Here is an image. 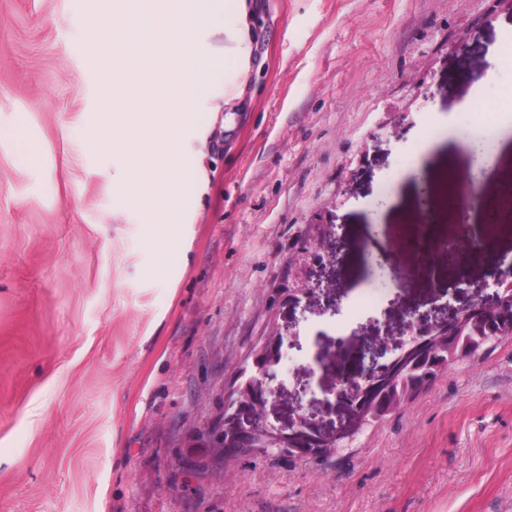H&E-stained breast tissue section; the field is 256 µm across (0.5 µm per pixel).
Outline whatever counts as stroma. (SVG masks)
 I'll return each mask as SVG.
<instances>
[{
    "label": "stroma",
    "instance_id": "1",
    "mask_svg": "<svg viewBox=\"0 0 512 512\" xmlns=\"http://www.w3.org/2000/svg\"><path fill=\"white\" fill-rule=\"evenodd\" d=\"M255 5L251 93L227 127L224 74L194 103L181 141L203 180L185 193L182 245L161 251L116 193L120 158L93 145L99 0H0V512H512V338L331 455H214L225 393L271 334L268 421L302 406L329 427L337 340L356 374L374 338L408 337L410 312L443 321L512 264L507 215L464 269L399 281L378 265L407 260L420 185L456 237L445 194L512 181V13Z\"/></svg>",
    "mask_w": 512,
    "mask_h": 512
}]
</instances>
